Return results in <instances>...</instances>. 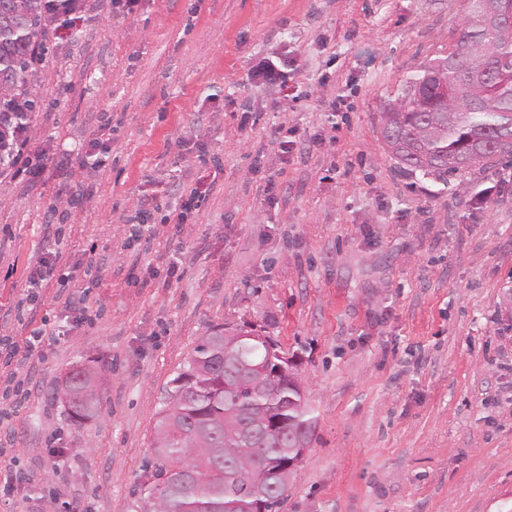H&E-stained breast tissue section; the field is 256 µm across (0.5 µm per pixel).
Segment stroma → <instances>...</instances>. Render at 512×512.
Here are the masks:
<instances>
[{
    "label": "stroma",
    "instance_id": "35a3bbf8",
    "mask_svg": "<svg viewBox=\"0 0 512 512\" xmlns=\"http://www.w3.org/2000/svg\"><path fill=\"white\" fill-rule=\"evenodd\" d=\"M467 10L81 0L45 35L47 165L0 176V512H145L166 389L225 325L299 361L316 429L278 512H512V164L444 189L380 133ZM80 363L103 381L76 426L57 392Z\"/></svg>",
    "mask_w": 512,
    "mask_h": 512
}]
</instances>
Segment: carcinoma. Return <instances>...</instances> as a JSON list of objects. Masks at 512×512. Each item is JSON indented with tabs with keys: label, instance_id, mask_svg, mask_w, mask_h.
Listing matches in <instances>:
<instances>
[{
	"label": "carcinoma",
	"instance_id": "obj_1",
	"mask_svg": "<svg viewBox=\"0 0 512 512\" xmlns=\"http://www.w3.org/2000/svg\"><path fill=\"white\" fill-rule=\"evenodd\" d=\"M461 31L448 55L433 59L409 74L387 108L406 105L395 115L390 134H382L399 167L444 186L471 169L512 162V43L486 20L490 0H469ZM47 0H0V106L10 107L14 91L31 71L30 51L43 32ZM496 58L500 77L477 83L471 103L443 100L431 88L441 74L448 83L473 80L486 54ZM420 88L418 100L409 92ZM278 344L246 340L232 353L224 329L215 328L194 347L184 369L169 382L164 408L173 421L160 417L154 448L153 481L145 485L148 512H250L258 499L271 496L262 481L273 463L294 452L290 433L272 442L253 435V423L271 413L289 429L314 436L311 410L303 393L274 381L252 390L246 366L269 360L283 362ZM98 398L73 386L68 415L75 423L91 418ZM187 470L168 476L169 467Z\"/></svg>",
	"mask_w": 512,
	"mask_h": 512
}]
</instances>
